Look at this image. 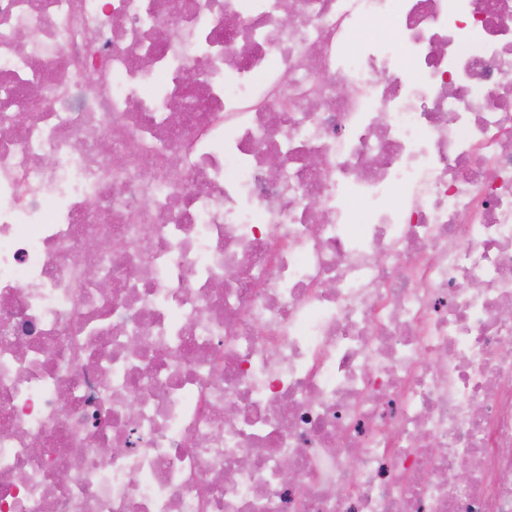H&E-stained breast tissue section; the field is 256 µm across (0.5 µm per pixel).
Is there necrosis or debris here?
<instances>
[{
    "label": "necrosis or debris",
    "instance_id": "1",
    "mask_svg": "<svg viewBox=\"0 0 512 512\" xmlns=\"http://www.w3.org/2000/svg\"><path fill=\"white\" fill-rule=\"evenodd\" d=\"M1 128L0 512H512V0H0Z\"/></svg>",
    "mask_w": 512,
    "mask_h": 512
}]
</instances>
